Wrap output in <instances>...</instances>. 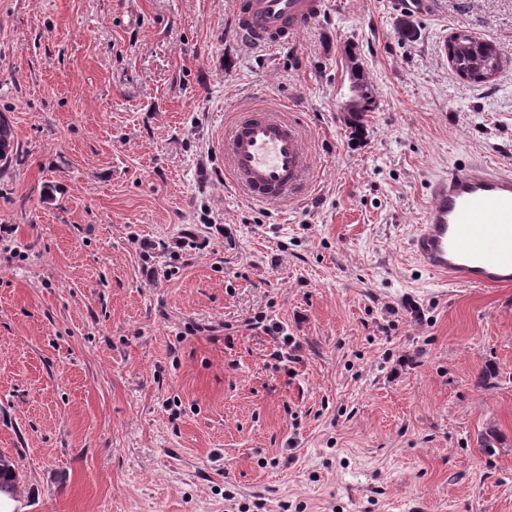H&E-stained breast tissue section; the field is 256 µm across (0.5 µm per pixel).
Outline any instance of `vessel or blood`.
<instances>
[{"mask_svg": "<svg viewBox=\"0 0 512 512\" xmlns=\"http://www.w3.org/2000/svg\"><path fill=\"white\" fill-rule=\"evenodd\" d=\"M327 9V0H235L233 28L247 45L283 48ZM235 186L259 203H284L305 183L310 156L296 123L264 108L240 113L220 145ZM411 240L419 264L470 287L512 285V169L479 160L429 187Z\"/></svg>", "mask_w": 512, "mask_h": 512, "instance_id": "vessel-or-blood-1", "label": "vessel or blood"}]
</instances>
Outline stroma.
Masks as SVG:
<instances>
[{
	"instance_id": "obj_1",
	"label": "stroma",
	"mask_w": 512,
	"mask_h": 512,
	"mask_svg": "<svg viewBox=\"0 0 512 512\" xmlns=\"http://www.w3.org/2000/svg\"><path fill=\"white\" fill-rule=\"evenodd\" d=\"M233 9L0 0L12 512H512V286L410 251L436 177L512 165V0H330L281 49L242 45ZM457 32L501 48L493 81L457 75ZM253 106L312 157L283 204L246 200L218 148ZM359 75L358 71L356 69H354L351 65L350 67V81H351V95L349 97V99L344 103V107H343V110L344 112H356L358 110V112H362V113H358V116L362 117L364 115V112H371L372 111V105H373V101H372V92H371V89L369 87V85L364 81V79H362L363 81L361 82V87H360V91H361V106H360V98H359V93H358V88H359V81L356 79L357 76Z\"/></svg>"
}]
</instances>
